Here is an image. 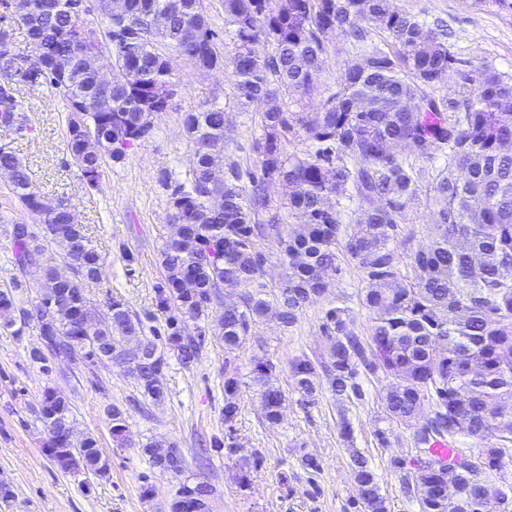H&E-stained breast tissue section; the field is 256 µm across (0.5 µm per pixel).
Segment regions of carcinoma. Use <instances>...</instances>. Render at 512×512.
<instances>
[{
  "label": "carcinoma",
  "mask_w": 512,
  "mask_h": 512,
  "mask_svg": "<svg viewBox=\"0 0 512 512\" xmlns=\"http://www.w3.org/2000/svg\"><path fill=\"white\" fill-rule=\"evenodd\" d=\"M75 0H31L26 29L34 49L53 56L75 54L79 47L65 33L77 23ZM124 23L105 21L106 46L121 81L107 93L95 76L76 67L68 81L48 72L19 78L34 90H56L67 112V149L88 185L97 186L103 164L120 161L128 148L145 138L157 116L171 103L159 87L172 83L159 46L186 55L199 71L232 67L235 102L245 110L262 100L274 102L261 112L262 134L253 140L255 171L243 181L235 162L214 175L210 158L224 153L226 112L212 107L187 112L186 136L194 162L185 181H161L170 190V213L184 218L181 234L160 251L165 270L155 288L165 328L144 334L125 300L105 291L104 310L90 304L86 287L103 281L106 260L89 244L64 200L52 207L35 190L26 165L0 148V174L12 194L39 217L46 239L68 259L72 274L38 261L44 250L29 224L11 225L12 288L0 290V322L8 328L37 322L40 343L56 358L95 361L112 349L130 357L151 359L127 368L146 400L164 397V368L174 356L185 366L198 360L204 334L198 322L213 306L222 309L218 337L228 355L241 349L252 328L280 311V323L294 326L303 309L329 288L337 252L357 262L366 288L363 304L374 314L370 347L351 330L347 307L328 309L322 323L329 341L314 363L298 358L291 364L294 391L311 405L326 386L344 400L360 398L359 369L390 380L382 397L390 424L413 426L424 410L431 416L415 429L422 449L416 462L401 474L405 492L419 512H481L479 485L500 475L502 454L512 451V78L490 68L477 69L448 48L447 32L418 17L401 13L392 0H222L224 29L232 34L223 49L200 0H126ZM169 14L155 29L150 14ZM386 33L391 48L376 43ZM336 33L352 55L344 62L338 89L318 112H294L288 99L310 94L327 53L325 38ZM267 43L272 52L261 54ZM15 53L0 45V81L16 79ZM454 83L452 97L433 91ZM12 121L4 128L30 132L25 109L13 95ZM304 133L308 150L290 153L289 136ZM443 168L430 175L419 162L437 155ZM432 178L440 207L428 225L430 243L400 263L394 243L399 226L420 183ZM288 189L287 216L271 212L270 182ZM352 199L364 220L348 231L341 218L342 199ZM298 231L283 237L286 219ZM278 243L285 273L278 291L263 278L261 241ZM35 274L39 300L47 304L40 316L16 308L13 290ZM164 336V346L156 338ZM275 365L254 358L252 382L261 399L265 421H281L286 395L271 383ZM241 381L224 371V422L240 409ZM112 435L124 436L126 413L107 408ZM38 420L47 427L65 424L71 442L45 441L44 448L65 473L108 475L109 465L92 434L76 439L69 399L46 387ZM472 439L478 456L471 473H449L440 465L434 445ZM141 453L152 468L179 478L187 461L181 449L150 443ZM351 461L363 512H388L386 498L361 453ZM454 486L448 495V485ZM212 490L204 482L180 483V497L168 512H211Z\"/></svg>",
  "instance_id": "carcinoma-1"
}]
</instances>
